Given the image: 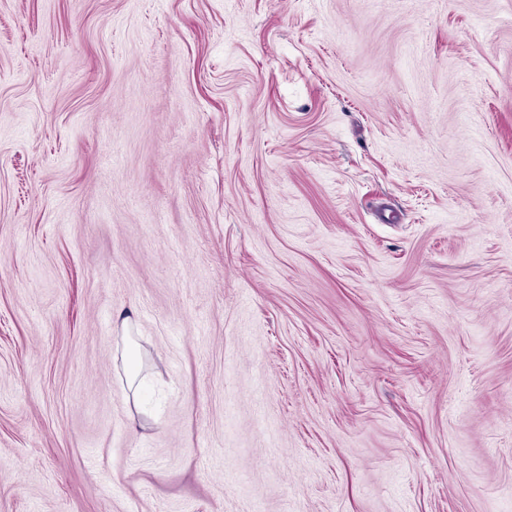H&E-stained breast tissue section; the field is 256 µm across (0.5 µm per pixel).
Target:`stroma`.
<instances>
[{
    "mask_svg": "<svg viewBox=\"0 0 512 512\" xmlns=\"http://www.w3.org/2000/svg\"><path fill=\"white\" fill-rule=\"evenodd\" d=\"M0 512H512V0H0Z\"/></svg>",
    "mask_w": 512,
    "mask_h": 512,
    "instance_id": "stroma-1",
    "label": "stroma"
}]
</instances>
